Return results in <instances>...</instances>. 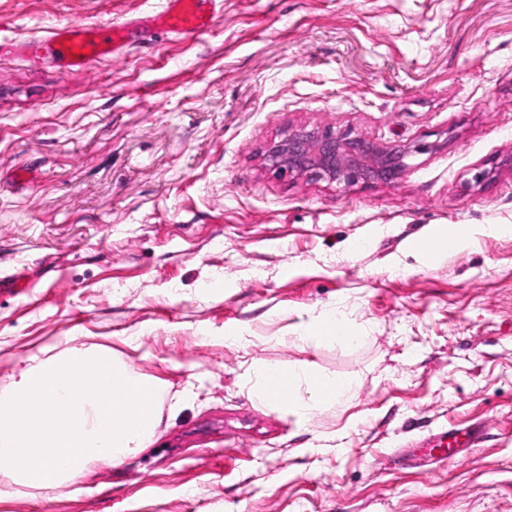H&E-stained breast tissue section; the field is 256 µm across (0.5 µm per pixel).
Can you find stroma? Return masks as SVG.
Wrapping results in <instances>:
<instances>
[{
	"label": "stroma",
	"mask_w": 512,
	"mask_h": 512,
	"mask_svg": "<svg viewBox=\"0 0 512 512\" xmlns=\"http://www.w3.org/2000/svg\"><path fill=\"white\" fill-rule=\"evenodd\" d=\"M164 3L0 0V41ZM301 126L425 150L351 186L266 169ZM502 225L512 0H220L208 34L135 40L79 75L0 57V392L96 346L156 381L161 410L122 465L49 489L0 473V512H512ZM448 232L453 250L414 251ZM339 309L358 342L302 341ZM268 364L359 389L267 404ZM474 426L458 457L395 462Z\"/></svg>",
	"instance_id": "35a3bbf8"
}]
</instances>
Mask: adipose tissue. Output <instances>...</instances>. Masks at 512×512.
I'll return each instance as SVG.
<instances>
[{"label":"adipose tissue","mask_w":512,"mask_h":512,"mask_svg":"<svg viewBox=\"0 0 512 512\" xmlns=\"http://www.w3.org/2000/svg\"><path fill=\"white\" fill-rule=\"evenodd\" d=\"M356 392L355 382L348 378L269 365L260 371L257 395L266 403L291 402L305 410L313 406H341L353 399Z\"/></svg>","instance_id":"ef3b65f1"}]
</instances>
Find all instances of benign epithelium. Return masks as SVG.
I'll use <instances>...</instances> for the list:
<instances>
[{"label":"benign epithelium","mask_w":512,"mask_h":512,"mask_svg":"<svg viewBox=\"0 0 512 512\" xmlns=\"http://www.w3.org/2000/svg\"><path fill=\"white\" fill-rule=\"evenodd\" d=\"M407 149L377 146L348 133L295 128L272 141L263 154L264 166L277 174L308 175L346 186L364 180H390L405 164Z\"/></svg>","instance_id":"benign-epithelium-1"}]
</instances>
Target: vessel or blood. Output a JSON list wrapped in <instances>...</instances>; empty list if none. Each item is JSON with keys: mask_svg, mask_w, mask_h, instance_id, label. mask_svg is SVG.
Segmentation results:
<instances>
[{"mask_svg": "<svg viewBox=\"0 0 512 512\" xmlns=\"http://www.w3.org/2000/svg\"><path fill=\"white\" fill-rule=\"evenodd\" d=\"M217 0H166L162 11L121 23L87 24L70 22L54 27L48 37L19 46L30 59L51 57L71 72L86 69L92 62L118 56L130 46L133 35L164 32L172 36L208 33L216 18Z\"/></svg>", "mask_w": 512, "mask_h": 512, "instance_id": "1", "label": "vessel or blood"}]
</instances>
